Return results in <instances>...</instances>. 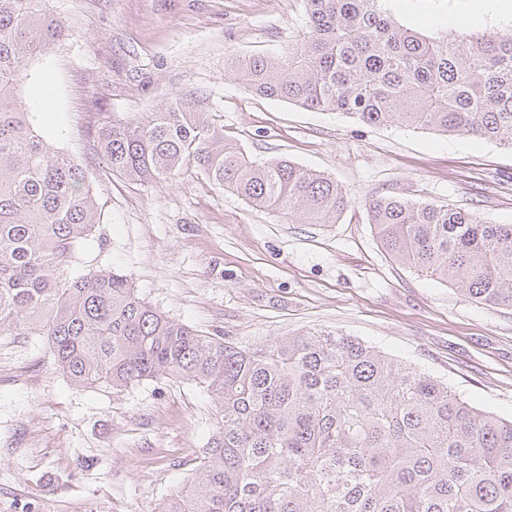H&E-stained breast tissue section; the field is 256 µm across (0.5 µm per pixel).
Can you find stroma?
<instances>
[{
  "mask_svg": "<svg viewBox=\"0 0 512 512\" xmlns=\"http://www.w3.org/2000/svg\"><path fill=\"white\" fill-rule=\"evenodd\" d=\"M426 35L512 31V0H386ZM73 29L34 61L18 94L37 129L81 163L100 222L71 271L115 269L169 317L256 348L326 329L360 339L512 418V308L392 260L366 220L375 194L452 204L512 224V151L465 136L370 127L254 95L228 58L278 55L302 0H44ZM197 99L248 156L285 157L348 193L333 224L252 208L190 164L170 181L112 174L98 130ZM264 130L255 139V130ZM216 408L196 386L78 387L43 337L0 339V512H158L190 480Z\"/></svg>",
  "mask_w": 512,
  "mask_h": 512,
  "instance_id": "stroma-1",
  "label": "stroma"
}]
</instances>
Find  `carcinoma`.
Returning <instances> with one entry per match:
<instances>
[{"label":"carcinoma","mask_w":512,"mask_h":512,"mask_svg":"<svg viewBox=\"0 0 512 512\" xmlns=\"http://www.w3.org/2000/svg\"><path fill=\"white\" fill-rule=\"evenodd\" d=\"M42 2L0 0V338L37 331L76 386L174 378L211 397L215 429L160 512H512V419L436 378L332 331L245 347L166 316L121 272L68 276L97 201L18 98L30 61L71 36ZM303 2L286 51L233 57L227 74L261 98L512 150V33L436 39L398 23L385 0ZM98 149L134 181L195 162L249 206L307 224L347 208L335 179L251 159L184 96L101 128ZM367 221L398 263L512 308V224L392 194L369 199Z\"/></svg>","instance_id":"carcinoma-1"}]
</instances>
